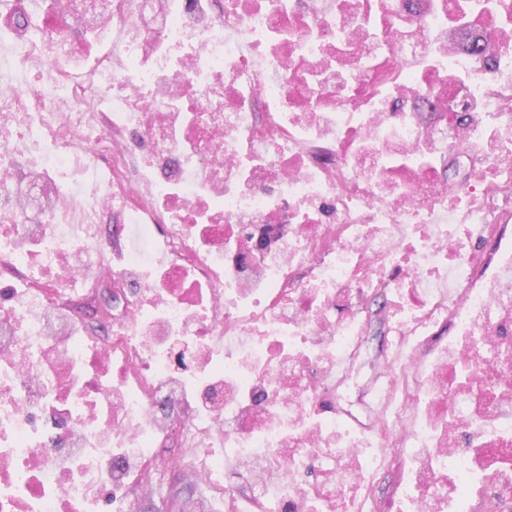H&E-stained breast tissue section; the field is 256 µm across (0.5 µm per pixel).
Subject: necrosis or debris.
Masks as SVG:
<instances>
[{"label": "necrosis or debris", "mask_w": 512, "mask_h": 512, "mask_svg": "<svg viewBox=\"0 0 512 512\" xmlns=\"http://www.w3.org/2000/svg\"><path fill=\"white\" fill-rule=\"evenodd\" d=\"M370 0H74L41 27L100 32L112 43L91 68L55 65L42 37H12L13 68L41 65L17 86L0 74V512H103L134 488L150 498L154 450L179 433L171 459L208 497L238 512H363L380 468L331 409L360 356L369 289L400 278L411 312L395 340L451 321L455 341L420 390L411 422H376L386 374L361 401L373 437L409 448L412 512H512V249L473 283L488 199L512 183V149L477 160L474 183L415 166L391 169L408 195L378 198L375 136L391 154L474 141L494 122L512 131V26L446 0H389L370 35ZM414 37L387 41L388 17ZM499 62L489 76L441 85L415 70L430 56L465 64L464 33ZM430 91L436 117L385 102L361 108L393 65ZM93 108H84V99ZM470 112L467 125L454 112ZM137 132L140 158L127 139ZM110 154L107 178L94 155ZM136 234L125 265L109 267L104 212ZM271 248L245 264L247 235ZM309 269L307 280L293 269ZM112 276L108 336L89 334L73 300ZM477 365L489 389L456 385Z\"/></svg>", "instance_id": "1"}]
</instances>
